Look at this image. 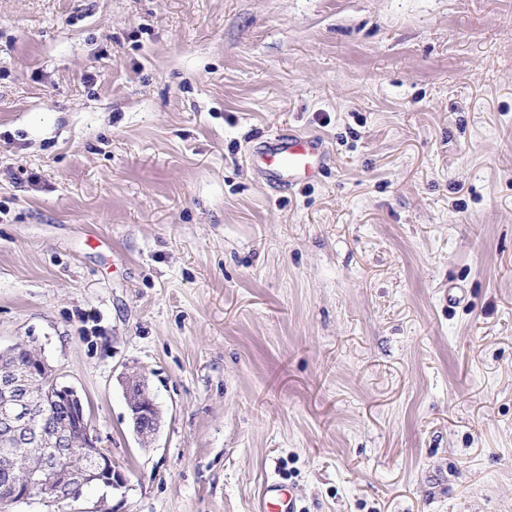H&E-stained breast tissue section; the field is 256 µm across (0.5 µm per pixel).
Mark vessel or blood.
<instances>
[{
	"mask_svg": "<svg viewBox=\"0 0 512 512\" xmlns=\"http://www.w3.org/2000/svg\"><path fill=\"white\" fill-rule=\"evenodd\" d=\"M253 166L269 183L312 177L320 165V143L307 135H285L260 147L252 157ZM259 512H299L297 500L276 481H266L260 493Z\"/></svg>",
	"mask_w": 512,
	"mask_h": 512,
	"instance_id": "vessel-or-blood-1",
	"label": "vessel or blood"
}]
</instances>
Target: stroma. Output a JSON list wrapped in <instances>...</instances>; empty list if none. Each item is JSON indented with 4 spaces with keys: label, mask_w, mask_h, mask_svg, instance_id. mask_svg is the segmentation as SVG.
I'll list each match as a JSON object with an SVG mask.
<instances>
[{
    "label": "stroma",
    "mask_w": 512,
    "mask_h": 512,
    "mask_svg": "<svg viewBox=\"0 0 512 512\" xmlns=\"http://www.w3.org/2000/svg\"><path fill=\"white\" fill-rule=\"evenodd\" d=\"M320 137L317 176L252 151ZM109 512H512V0H0V349ZM162 411L150 446L122 380ZM259 512H300L296 498L274 480H266L261 488Z\"/></svg>",
    "instance_id": "stroma-1"
}]
</instances>
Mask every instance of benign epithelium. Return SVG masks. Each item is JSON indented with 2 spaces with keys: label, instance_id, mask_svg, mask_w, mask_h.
Wrapping results in <instances>:
<instances>
[{
  "label": "benign epithelium",
  "instance_id": "obj_1",
  "mask_svg": "<svg viewBox=\"0 0 512 512\" xmlns=\"http://www.w3.org/2000/svg\"><path fill=\"white\" fill-rule=\"evenodd\" d=\"M45 380L54 389L52 405L36 412L35 391ZM125 400L129 409L130 426L143 445L157 435L161 415L150 396L145 378L139 373L128 374L123 380ZM0 446L28 448L46 445L49 451L44 463L21 471L3 497L9 504L38 499L57 504L80 498L78 493L62 495L64 487L95 484L117 490L127 485L125 473L113 462L112 456L100 444L90 427L83 400L77 390L58 382L54 369L39 355L30 366L18 371L13 366L0 365ZM63 414L79 421V430L70 433L58 431L46 424L47 419ZM85 458V465L73 470L66 461L75 451Z\"/></svg>",
  "mask_w": 512,
  "mask_h": 512
}]
</instances>
